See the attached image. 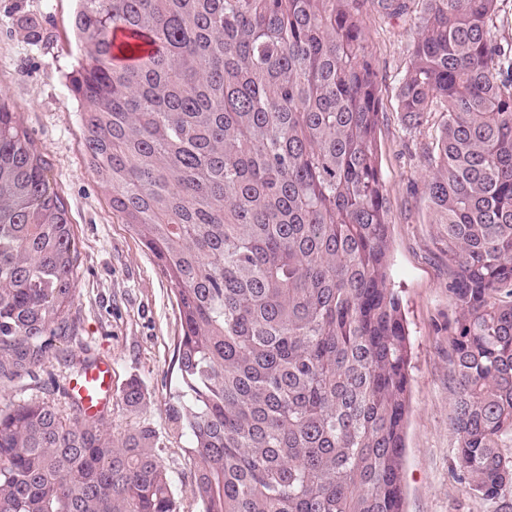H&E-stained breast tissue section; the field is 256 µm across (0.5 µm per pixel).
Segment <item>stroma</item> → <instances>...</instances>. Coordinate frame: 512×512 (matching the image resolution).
<instances>
[{"mask_svg": "<svg viewBox=\"0 0 512 512\" xmlns=\"http://www.w3.org/2000/svg\"><path fill=\"white\" fill-rule=\"evenodd\" d=\"M421 0L388 17L365 0L361 21L377 73V141L389 209L390 286L402 297L412 342L411 414L403 465L404 512H489L458 470L451 428L453 383L448 338L455 308L448 295L453 271L436 243L424 179L434 137L443 123L409 129L398 92L409 65ZM71 0H0V89L50 165L66 202L78 247L72 330L38 379L11 383L14 401L64 403L63 387L89 364L108 363L112 387L103 410L113 438L136 424L150 426L177 493L179 512H200L190 492L191 438L174 430L167 412L178 386L175 365L181 323L169 278L127 225L118 222L83 155L77 103L69 83L80 54L71 35ZM138 380L144 400L130 410L126 384Z\"/></svg>", "mask_w": 512, "mask_h": 512, "instance_id": "stroma-1", "label": "stroma"}]
</instances>
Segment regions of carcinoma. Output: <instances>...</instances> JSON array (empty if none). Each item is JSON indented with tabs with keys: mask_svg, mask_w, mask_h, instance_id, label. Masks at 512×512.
Returning <instances> with one entry per match:
<instances>
[{
	"mask_svg": "<svg viewBox=\"0 0 512 512\" xmlns=\"http://www.w3.org/2000/svg\"><path fill=\"white\" fill-rule=\"evenodd\" d=\"M74 2L87 164L173 285L168 412L201 512H403L411 347L360 0ZM422 2L398 108L415 130L446 116L426 194L455 267L451 426L471 490L509 512L512 52L499 0ZM77 262L0 94V512H177L152 428L114 440L75 400L5 402L67 337Z\"/></svg>",
	"mask_w": 512,
	"mask_h": 512,
	"instance_id": "obj_1",
	"label": "carcinoma"
}]
</instances>
